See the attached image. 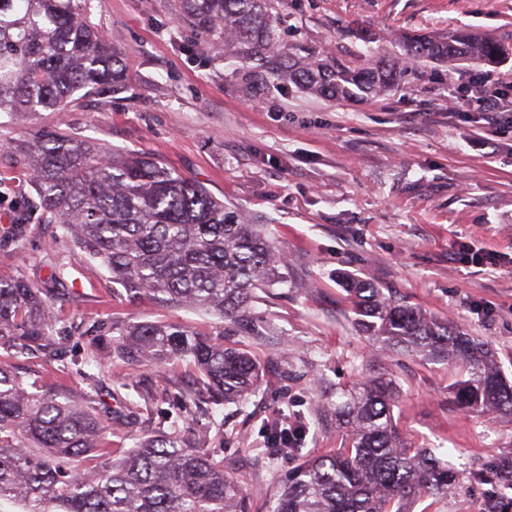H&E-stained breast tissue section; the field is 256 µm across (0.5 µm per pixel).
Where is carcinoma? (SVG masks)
<instances>
[{
  "label": "carcinoma",
  "instance_id": "carcinoma-1",
  "mask_svg": "<svg viewBox=\"0 0 512 512\" xmlns=\"http://www.w3.org/2000/svg\"><path fill=\"white\" fill-rule=\"evenodd\" d=\"M182 14L271 77L324 95L356 98L392 77L385 68L295 66L280 49L267 0H182ZM404 43L409 60L450 67L512 54L468 31L442 39L411 34ZM119 63L112 40L91 21V0H0V114L29 117L116 92ZM10 153L29 170L38 198L19 211L14 233L27 224L58 225L131 298L239 324L260 294L288 283L286 260L260 225L153 154L113 153L56 131L20 139ZM342 281L351 323L377 349L457 366L462 375L450 390L460 410L512 419V382L487 341L371 281L347 274ZM46 293L22 280L0 281V502L18 500L22 512H250L224 462L193 446L186 432L140 437L118 455L107 441L112 412L102 403L76 404L16 375L13 359L24 352L67 360ZM84 335L104 354L143 365L193 363L197 394L212 403L239 404L260 382L250 355L180 324H116L108 340L92 325ZM398 401L396 380L380 368L327 394L313 415L288 419V430L272 429L270 457L286 454L298 463L266 512H412L423 496L448 495L462 471L401 434ZM327 416L345 430L344 446L302 454L310 429Z\"/></svg>",
  "mask_w": 512,
  "mask_h": 512
}]
</instances>
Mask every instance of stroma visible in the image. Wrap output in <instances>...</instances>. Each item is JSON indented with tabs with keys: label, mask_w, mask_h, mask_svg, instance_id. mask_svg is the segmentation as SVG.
Here are the masks:
<instances>
[{
	"label": "stroma",
	"mask_w": 512,
	"mask_h": 512,
	"mask_svg": "<svg viewBox=\"0 0 512 512\" xmlns=\"http://www.w3.org/2000/svg\"><path fill=\"white\" fill-rule=\"evenodd\" d=\"M281 41L304 62L351 70L401 63L402 73L364 100L328 97L295 82L258 81L250 65L183 22L181 0H93L91 20L121 57L124 87L66 111L0 117V280L48 288L65 364L14 361L26 381L113 414V447L189 423L195 447L223 460L248 491L252 512L279 485L289 460L266 455L268 428L308 414L323 392L384 367L399 386L394 415L418 448H436L464 470L448 496L414 512H482L500 492L494 468L512 456V423L464 414L448 392L457 367L387 356L344 317L347 272L395 298L484 337L512 379V112L482 116L462 90L497 66L404 59L402 37L459 29L512 46V0H269ZM40 129L75 132L106 150H144L203 183L283 249L288 285L271 289L242 326L190 308L114 293L110 274L54 224L10 228L34 199L29 176L6 148ZM493 252L496 267L468 262ZM171 321L223 338L261 365L263 382L243 406L198 401L193 366L121 360L99 364L91 324ZM479 463L482 480L468 477Z\"/></svg>",
	"instance_id": "1"
}]
</instances>
